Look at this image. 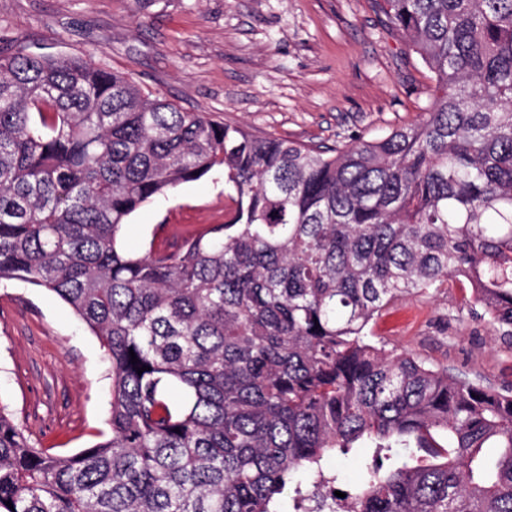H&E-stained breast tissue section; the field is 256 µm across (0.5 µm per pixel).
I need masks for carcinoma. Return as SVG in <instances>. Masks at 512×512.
Returning a JSON list of instances; mask_svg holds the SVG:
<instances>
[{
  "mask_svg": "<svg viewBox=\"0 0 512 512\" xmlns=\"http://www.w3.org/2000/svg\"><path fill=\"white\" fill-rule=\"evenodd\" d=\"M378 7L433 101L336 148L0 47V280L66 302L111 379L110 433L71 455L0 407V512H283L285 493L328 512L317 494L340 475L324 461L355 448L373 452L345 512H512V391L368 336L401 297L463 278L512 338V0ZM215 170L223 223L171 251L121 248L137 209Z\"/></svg>",
  "mask_w": 512,
  "mask_h": 512,
  "instance_id": "carcinoma-1",
  "label": "carcinoma"
}]
</instances>
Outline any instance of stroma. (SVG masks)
<instances>
[{
  "mask_svg": "<svg viewBox=\"0 0 512 512\" xmlns=\"http://www.w3.org/2000/svg\"><path fill=\"white\" fill-rule=\"evenodd\" d=\"M90 57L153 96L217 122L333 147L418 122L433 82L374 0H0V40ZM224 220L215 171L146 203L121 245L162 248L155 227ZM374 340L458 378L512 389V339L494 333L468 284L453 279L396 302ZM100 342L54 293L0 280V405L34 447L74 454L109 432Z\"/></svg>",
  "mask_w": 512,
  "mask_h": 512,
  "instance_id": "obj_1",
  "label": "stroma"
}]
</instances>
